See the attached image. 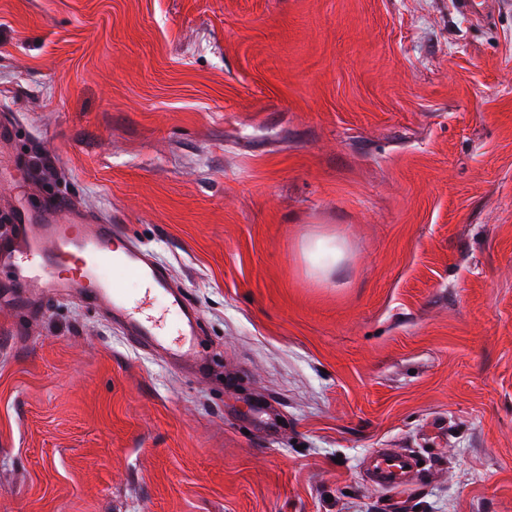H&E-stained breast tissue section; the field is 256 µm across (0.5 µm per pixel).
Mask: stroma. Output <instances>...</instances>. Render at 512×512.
<instances>
[{"mask_svg":"<svg viewBox=\"0 0 512 512\" xmlns=\"http://www.w3.org/2000/svg\"><path fill=\"white\" fill-rule=\"evenodd\" d=\"M0 122V233L121 225L205 360L0 267V512H512V10L0 0ZM311 264L321 273L328 274L343 257L342 244L335 239H318L307 247ZM419 461L415 451L379 448L363 461L364 475L369 483L382 490H405L420 469Z\"/></svg>","mask_w":512,"mask_h":512,"instance_id":"1","label":"stroma"}]
</instances>
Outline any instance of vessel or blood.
Returning <instances> with one entry per match:
<instances>
[{"label": "vessel or blood", "mask_w": 512, "mask_h": 512, "mask_svg": "<svg viewBox=\"0 0 512 512\" xmlns=\"http://www.w3.org/2000/svg\"><path fill=\"white\" fill-rule=\"evenodd\" d=\"M0 264L11 268L20 294H79L123 321L138 345L179 356L201 332L194 309L177 293L167 270L124 238L120 225L105 223L69 200L49 203L44 221L35 227L18 214L10 233L0 238ZM111 264L136 278L144 292L138 302L124 301L106 276ZM158 300L175 319L176 341H167L150 315ZM418 469L416 452L403 448L378 449L363 462L367 481L387 491L407 489Z\"/></svg>", "instance_id": "1"}]
</instances>
